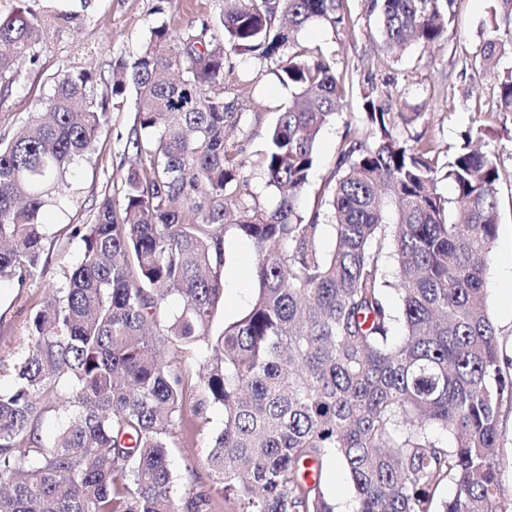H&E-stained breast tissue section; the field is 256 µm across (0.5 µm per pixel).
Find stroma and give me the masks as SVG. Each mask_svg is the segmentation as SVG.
Here are the masks:
<instances>
[{
	"label": "stroma",
	"instance_id": "obj_1",
	"mask_svg": "<svg viewBox=\"0 0 512 512\" xmlns=\"http://www.w3.org/2000/svg\"><path fill=\"white\" fill-rule=\"evenodd\" d=\"M357 23L348 30H331L322 24L307 26L299 34L302 45L321 49L339 65L349 66L354 93L336 121L327 125L317 142L316 163L300 195L302 216L315 212L334 168L346 123L362 117L361 96L370 86H389L403 111L418 113L414 125L398 126L396 136L412 141L431 133L440 145L452 148L462 133L481 127L486 131L482 149L497 164L501 223L487 270L486 300L504 357L512 358V285L501 277L504 265L512 264V117L497 112L495 87L498 73L512 70V55L504 56L497 73L483 71L477 61L480 45L487 37L496 7L495 0H455L452 31L447 40L430 48L413 46L382 68L371 62L381 53L379 25L365 0H351ZM55 10L73 13L71 25L46 28L36 46L39 59L28 67L19 85L0 102V138L11 137L30 118L37 104L51 93L56 73L74 66L90 69L97 80L96 92L109 114L108 123L91 156L74 161L67 182L55 196L47 221L50 234L60 238L46 248L37 276L25 286L0 284V358L9 359L25 333L31 313L43 300L46 289L60 288L66 276L83 258L82 244L71 230L91 223L105 195L120 196L131 166L127 154L134 125L136 94L124 98L111 95L112 68L117 59L133 61L149 36L161 24L176 33L202 22L217 25L224 0H53ZM227 65L234 69L226 96L236 98L242 110L238 130L230 140L243 163L247 181L245 202L266 208L274 196L265 185L258 165L269 131L293 98L292 88L273 75V62L228 53ZM224 302L213 321V333L238 319L250 304L256 283L251 275L254 251L234 232L224 236ZM224 423L222 408H212L206 422L192 432L175 430L171 454L175 490L185 483L211 495L210 512H230L224 493L213 483L202 459L211 437Z\"/></svg>",
	"mask_w": 512,
	"mask_h": 512
}]
</instances>
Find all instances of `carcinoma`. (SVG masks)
Listing matches in <instances>:
<instances>
[{
  "instance_id": "cac0c4a2",
  "label": "carcinoma",
  "mask_w": 512,
  "mask_h": 512,
  "mask_svg": "<svg viewBox=\"0 0 512 512\" xmlns=\"http://www.w3.org/2000/svg\"><path fill=\"white\" fill-rule=\"evenodd\" d=\"M498 2L479 52L486 70L512 53V0ZM453 4L371 0L383 41L376 64L411 41L444 40ZM75 19L50 6L0 15V84L37 63L39 27ZM313 22L354 27L350 0H224L223 40L206 23L178 36L162 24L132 63L115 62L112 94L134 86L132 145L150 168H131L121 197H104L93 222L74 228L82 263L67 287L47 290L11 364L0 362L12 377L0 388V512H209L207 494L173 490V430L189 395L202 422L224 409L205 464L236 512H336L321 482L330 458L348 476V512H512L500 495L512 460L498 452L512 359L485 294L499 168L471 146L480 128L444 163L434 139L398 140L393 127L420 113L394 111L390 91L373 86L362 95L366 126L346 124L328 185L336 238L325 251L320 212L306 221L298 202L319 135L354 81L300 45ZM226 44L276 60L274 74L293 88L261 159L268 209L243 202L242 162L226 136L240 124L236 102L205 93L232 73ZM496 96L497 111L512 115V70ZM107 118L93 73L75 67L0 141V282L35 276L47 242L40 215ZM445 179L452 208L439 192ZM229 228L254 249L257 288L213 336ZM203 344L210 356L195 374L185 356ZM57 410L58 434L45 443L38 424ZM445 484L454 493L439 500Z\"/></svg>"
}]
</instances>
